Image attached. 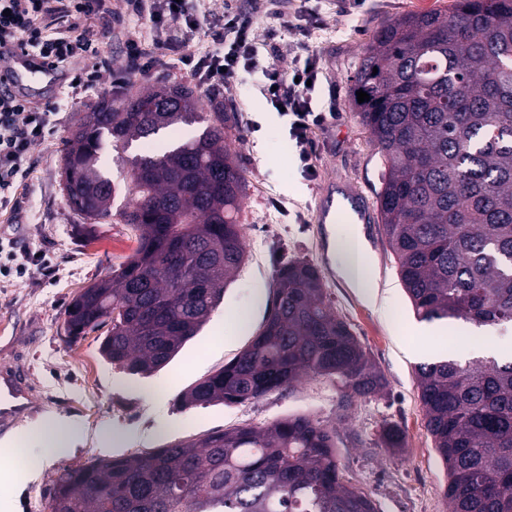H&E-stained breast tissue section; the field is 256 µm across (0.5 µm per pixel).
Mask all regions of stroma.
<instances>
[{"label":"stroma","mask_w":512,"mask_h":512,"mask_svg":"<svg viewBox=\"0 0 512 512\" xmlns=\"http://www.w3.org/2000/svg\"><path fill=\"white\" fill-rule=\"evenodd\" d=\"M252 11V0H212ZM448 0H264L252 11L255 33L266 37L279 27L280 16L304 7L305 17L320 24L313 44L323 77L313 102L333 107L334 119L314 133V172L302 169L288 119L259 92L258 76L241 73L219 95L200 97L201 111L222 103L229 117L227 135L246 189L240 222L248 259L227 286L220 306L203 330L166 367L152 376H131L99 354L100 334L88 332L68 344L66 310L88 285L109 276L137 246L131 229L119 216L89 224L68 207L61 185V161L71 132L95 102L86 94L64 95L60 82L32 86L41 100L60 102L54 133L33 149L35 167L16 193L21 209L19 228H11L9 212L0 213V231L15 238L18 248L45 254L54 273L31 269L23 280L0 283V365L18 366L32 384L31 419L51 424L58 415L79 419L84 427L75 450L45 467L36 462L42 438L31 439L10 481L0 480V512H51L54 483L64 468L95 458L145 454L166 443L199 438L209 432L249 426L257 429L294 415L319 420L336 431V456L345 482L360 488L380 512H448L446 469L426 428L417 368L450 358L470 359L476 346H490L498 358L512 357V330L485 327L466 330L449 323L447 333L420 338L417 324L382 224H368L369 245L378 290L391 304L381 315L348 288L336 272L331 250L335 226L315 221L323 185L328 179L354 185L369 204H376L384 165L352 100V76L373 36L402 15L445 8ZM301 258L314 265L325 285L326 299L349 327L385 379L384 389L342 410L340 390L327 377L303 379L294 387L255 400L182 409L178 397L197 380L222 368L250 342L230 337L226 314L250 310L260 326L268 301H256V285L272 289L277 270ZM396 425L404 438L400 448L382 444L379 432ZM112 426L118 436L111 447L100 445L99 432Z\"/></svg>","instance_id":"obj_1"}]
</instances>
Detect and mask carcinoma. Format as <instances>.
Segmentation results:
<instances>
[{
  "label": "carcinoma",
  "instance_id": "obj_1",
  "mask_svg": "<svg viewBox=\"0 0 512 512\" xmlns=\"http://www.w3.org/2000/svg\"><path fill=\"white\" fill-rule=\"evenodd\" d=\"M378 72H373V69ZM355 103L385 161L378 213L417 316L512 325V0H453L407 14L373 37L353 76ZM226 114L198 111L192 88L160 83L102 100L73 133L61 164L75 214L112 216L115 184L99 165L110 146L127 169L122 223L136 232L126 262L82 289L69 337L109 325L100 355L132 375L165 366L203 328L245 261L243 183ZM200 133L126 156L178 126ZM327 376L344 407L384 387L382 374L326 302L311 263L274 280V305L250 343L186 391V406L243 403ZM426 428L445 463L448 512H512V360L419 366ZM388 448L403 447L394 425ZM51 512H378L342 482L332 430L307 416L241 426L94 460L58 477Z\"/></svg>",
  "mask_w": 512,
  "mask_h": 512
}]
</instances>
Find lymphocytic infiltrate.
Wrapping results in <instances>:
<instances>
[{
  "label": "lymphocytic infiltrate",
  "mask_w": 512,
  "mask_h": 512,
  "mask_svg": "<svg viewBox=\"0 0 512 512\" xmlns=\"http://www.w3.org/2000/svg\"><path fill=\"white\" fill-rule=\"evenodd\" d=\"M149 22L152 42L140 37ZM121 39L124 63L119 82L147 79L164 57L174 56L204 91L235 83L240 73L261 72L260 89L274 108L283 110L305 170H312L313 132L329 115L313 105V82L320 68L309 43L284 68L268 62L270 41H259L252 15L225 8L222 13L189 7L187 0H127L126 13L107 0H0V48H29L67 72L72 93L96 91L100 83L92 60L99 46ZM56 108L0 93V207L8 191L33 167V147L54 132Z\"/></svg>",
  "instance_id": "obj_1"
}]
</instances>
